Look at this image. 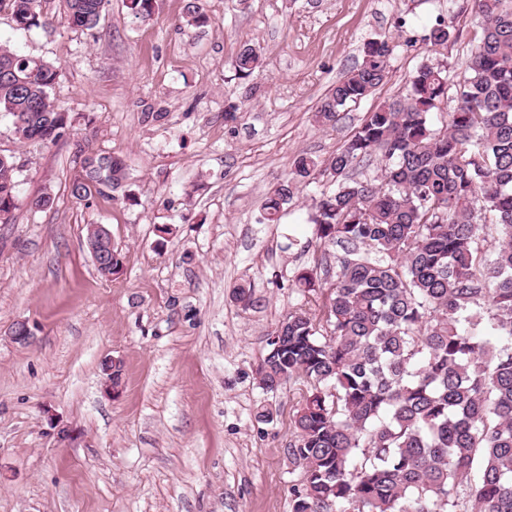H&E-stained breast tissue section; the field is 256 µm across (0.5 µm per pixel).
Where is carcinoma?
<instances>
[{
	"mask_svg": "<svg viewBox=\"0 0 512 512\" xmlns=\"http://www.w3.org/2000/svg\"><path fill=\"white\" fill-rule=\"evenodd\" d=\"M482 34L452 84L448 65L421 64L406 95L363 115L335 153L302 154L274 187L261 224H276L296 183L320 176L334 188L315 200L311 223L321 258L295 285L315 311L298 308L267 337L260 388L302 381L288 456L304 471L292 512H512V0H471ZM108 0H0L20 30H48L62 15L91 30ZM133 18L153 0H128ZM187 22L209 23L199 0ZM454 20L427 36L444 48ZM395 45L364 43L362 62L338 79L316 110L334 126L341 112L388 79ZM0 112L15 139L48 145L74 135L73 118L50 91L57 68L0 43ZM260 54L235 59L248 76ZM456 89V96L449 91ZM445 124L432 114L447 102ZM380 158L377 183L354 170ZM71 194L89 200L123 186L127 164L87 147L76 156ZM23 169L0 154V224L19 207ZM492 215L494 259L478 246L480 213ZM342 254L330 259L329 248ZM109 279L117 252L95 263Z\"/></svg>",
	"mask_w": 512,
	"mask_h": 512,
	"instance_id": "carcinoma-1",
	"label": "carcinoma"
}]
</instances>
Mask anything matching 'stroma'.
Wrapping results in <instances>:
<instances>
[{
    "instance_id": "stroma-1",
    "label": "stroma",
    "mask_w": 512,
    "mask_h": 512,
    "mask_svg": "<svg viewBox=\"0 0 512 512\" xmlns=\"http://www.w3.org/2000/svg\"><path fill=\"white\" fill-rule=\"evenodd\" d=\"M184 5L156 0L141 22L110 0L84 32H25L0 14V42L57 67L51 99L76 120L69 140L40 148L0 113L20 195L55 198L0 224V512H290L303 470L287 448L306 388L262 390L256 368L268 332L304 303L294 278L321 251L309 215L331 183L300 188L280 223H260L262 206L298 155L335 153L423 62L462 78L481 30L469 0H203L200 27ZM440 15L456 30L435 51ZM383 36L396 45L387 82L319 126L321 98ZM246 44L261 66L244 77L233 61ZM86 146L129 164L123 187L87 202L69 190ZM91 224L122 256L115 279L95 270ZM241 283L254 307L234 300ZM19 320L29 344L10 336ZM108 358L122 365L115 392Z\"/></svg>"
}]
</instances>
